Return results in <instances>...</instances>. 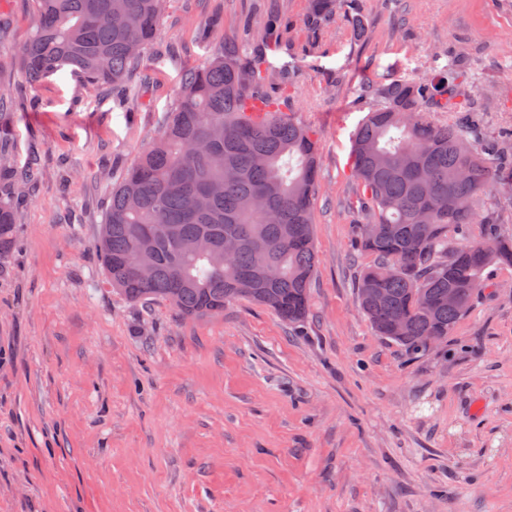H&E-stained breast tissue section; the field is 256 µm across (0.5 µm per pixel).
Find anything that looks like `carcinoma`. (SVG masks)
<instances>
[{"instance_id": "cac0c4a2", "label": "carcinoma", "mask_w": 512, "mask_h": 512, "mask_svg": "<svg viewBox=\"0 0 512 512\" xmlns=\"http://www.w3.org/2000/svg\"><path fill=\"white\" fill-rule=\"evenodd\" d=\"M22 48L24 74L36 84L70 69L89 82L122 84L159 39L169 0H34ZM345 0H310L313 22ZM459 73L394 81L352 142L353 173L365 221L354 246L372 257L357 282V305L375 335L411 353L439 344L468 313L488 270L512 266V239L499 236L484 193L512 188V142L491 150ZM266 71L218 51L184 80L163 132L117 183L101 224L97 253L112 290L131 303L163 301L184 318L224 313L232 301L271 309L288 323L309 314L317 274L313 201L319 181L312 133L284 112ZM434 112L461 121L438 124ZM17 214L0 197V256L13 244ZM483 235L452 241L468 224ZM185 242L210 238L201 253ZM152 275L134 276L130 260ZM462 296L448 304V292Z\"/></svg>"}]
</instances>
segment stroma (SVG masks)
Listing matches in <instances>:
<instances>
[{
  "label": "stroma",
  "instance_id": "35a3bbf8",
  "mask_svg": "<svg viewBox=\"0 0 512 512\" xmlns=\"http://www.w3.org/2000/svg\"><path fill=\"white\" fill-rule=\"evenodd\" d=\"M34 8L0 0V193L17 212L0 257V512H512V267L443 344L412 355L376 336L355 300L370 258L352 246L349 159L372 89L451 70L488 103L487 137L511 140L512 0H346L318 29L309 0H170L122 85L68 70L29 84ZM223 44L289 86L318 141L299 324L247 301L184 319L104 283L112 186Z\"/></svg>",
  "mask_w": 512,
  "mask_h": 512
}]
</instances>
